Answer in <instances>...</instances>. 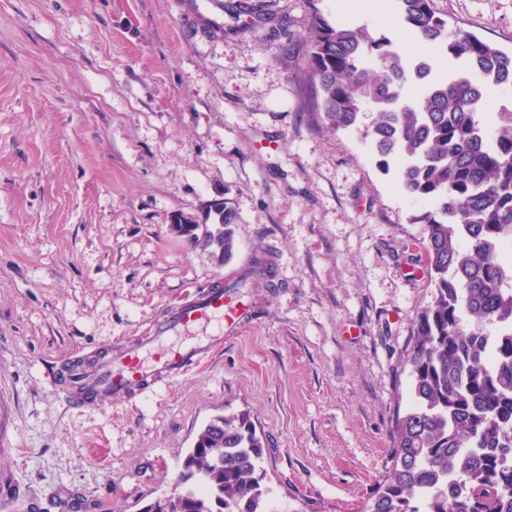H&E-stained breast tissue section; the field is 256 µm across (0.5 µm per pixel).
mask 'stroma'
<instances>
[{
  "instance_id": "1",
  "label": "stroma",
  "mask_w": 512,
  "mask_h": 512,
  "mask_svg": "<svg viewBox=\"0 0 512 512\" xmlns=\"http://www.w3.org/2000/svg\"><path fill=\"white\" fill-rule=\"evenodd\" d=\"M0 0V512H143L199 430L247 413L275 512H363L408 402L415 312L431 300L418 202L353 134L317 126L299 88L307 0ZM329 21L397 40L376 16ZM512 51V0H435ZM236 214L217 264L172 229ZM255 320L200 368L132 398L71 405L56 383L140 341L167 309L258 254Z\"/></svg>"
}]
</instances>
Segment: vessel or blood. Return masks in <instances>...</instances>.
I'll return each instance as SVG.
<instances>
[{
    "label": "vessel or blood",
    "mask_w": 512,
    "mask_h": 512,
    "mask_svg": "<svg viewBox=\"0 0 512 512\" xmlns=\"http://www.w3.org/2000/svg\"><path fill=\"white\" fill-rule=\"evenodd\" d=\"M250 307L236 302L234 295L217 286L198 292L197 296L170 308L151 326L154 339L188 332L203 322L218 321L214 336L201 342H192L159 351L152 366H145L140 346H133L117 358L91 367L72 365L60 383L69 400L77 404L108 402L114 397H133L146 392L160 382L186 374L200 366L220 347L226 335L236 332L250 322Z\"/></svg>",
    "instance_id": "1"
}]
</instances>
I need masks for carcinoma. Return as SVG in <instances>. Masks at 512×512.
<instances>
[{
  "mask_svg": "<svg viewBox=\"0 0 512 512\" xmlns=\"http://www.w3.org/2000/svg\"><path fill=\"white\" fill-rule=\"evenodd\" d=\"M414 34L413 68L365 26L330 23L309 0L303 65L307 111L333 132L369 143L423 204L431 301L416 312L407 358L409 406L393 420L391 467L366 512H512V108H486L512 86V52L451 27L435 0H397ZM224 9L270 20L262 7ZM438 50L463 68L430 76ZM216 222L176 232L215 258H230L236 215L210 204ZM271 277L255 259L228 288ZM262 442L245 413L217 416L197 434L181 489L143 512H268Z\"/></svg>",
  "mask_w": 512,
  "mask_h": 512,
  "instance_id": "cac0c4a2",
  "label": "carcinoma"
}]
</instances>
